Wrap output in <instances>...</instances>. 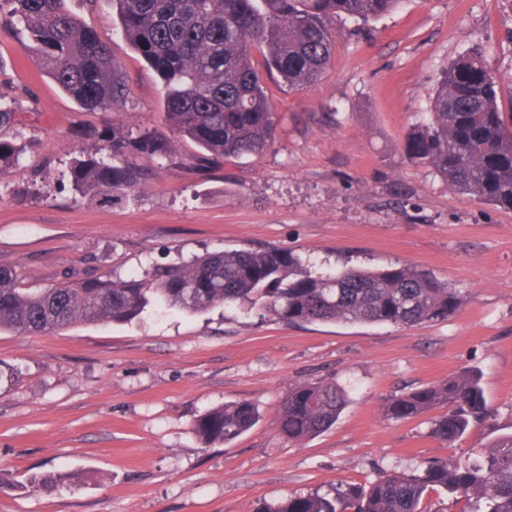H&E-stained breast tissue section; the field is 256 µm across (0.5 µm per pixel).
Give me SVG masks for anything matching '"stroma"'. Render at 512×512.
<instances>
[{
  "mask_svg": "<svg viewBox=\"0 0 512 512\" xmlns=\"http://www.w3.org/2000/svg\"><path fill=\"white\" fill-rule=\"evenodd\" d=\"M114 50L129 85L119 116L86 110L0 24V101L14 103L7 138L25 152L0 176V264L23 287L67 269L127 277L154 262L224 249L288 250L328 272L343 264H411L448 280L462 299L448 319L414 327L288 326L234 308L185 315L147 309L131 323L78 324L30 336L0 331V470H81L95 481L0 491V512H262L339 482L465 458L512 431V210L451 192L409 163L407 133L428 120L448 64L481 47L512 105V0H401L366 24L334 21L319 82L295 91L267 79L277 113L258 155L200 164L193 146L151 166L133 198L81 196L67 176L113 121L133 135L164 132L163 88L124 44L112 0H70ZM471 370L492 421L447 446L431 415L385 417L384 399ZM333 380L348 403L302 443L273 418L294 384ZM248 401L259 421L230 443L192 431L212 408Z\"/></svg>",
  "mask_w": 512,
  "mask_h": 512,
  "instance_id": "1",
  "label": "stroma"
}]
</instances>
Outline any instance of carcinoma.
<instances>
[{
  "label": "carcinoma",
  "mask_w": 512,
  "mask_h": 512,
  "mask_svg": "<svg viewBox=\"0 0 512 512\" xmlns=\"http://www.w3.org/2000/svg\"><path fill=\"white\" fill-rule=\"evenodd\" d=\"M125 43L160 78L169 134L134 137L121 125L105 133L103 155L81 156L70 167L84 192L124 196L146 178L130 161L174 162L183 144L197 160L222 162L259 154L273 142L276 116L264 75L288 87L317 84L334 49L339 16L368 23L399 0H112ZM4 20L20 24L39 63L80 107L120 112L129 95L125 73L108 44L85 26L65 0H0ZM404 157L432 168L448 189L512 209V111L503 110L497 81L481 52L448 65L432 98L430 118L411 131ZM19 156L0 134V175ZM235 305L285 324L363 323L412 327L445 320L461 298L448 281L410 265L378 269L345 265L313 272L279 248L226 249L156 264L141 276L70 269L47 288H23L17 270L0 265V330L46 333L76 324L130 323L152 306L197 314ZM347 404L335 382L298 383L273 419L291 442L331 427ZM431 434L453 444L493 420L478 375L460 371L382 404L385 416L406 420L435 409ZM258 420L248 401L208 410L193 423L202 444L229 443ZM93 479L71 472L33 474L17 483L0 473V491L79 487ZM459 496L462 512H512V433L473 448L465 460H438L410 473L384 472L370 485L338 483L287 498L264 512H448L424 505L429 493Z\"/></svg>",
  "instance_id": "cac0c4a2"
}]
</instances>
